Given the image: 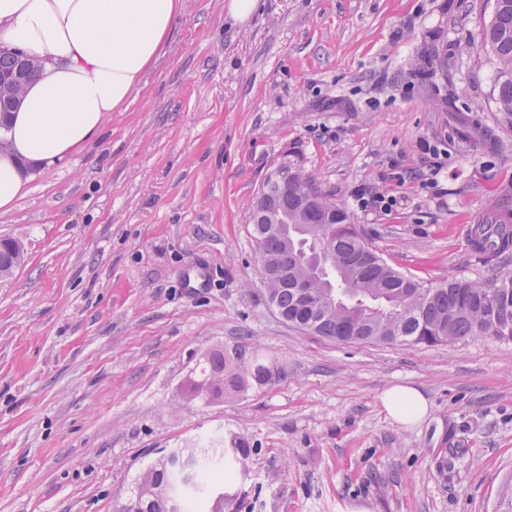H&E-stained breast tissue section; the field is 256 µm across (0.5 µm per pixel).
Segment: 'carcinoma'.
Listing matches in <instances>:
<instances>
[{"mask_svg":"<svg viewBox=\"0 0 512 512\" xmlns=\"http://www.w3.org/2000/svg\"><path fill=\"white\" fill-rule=\"evenodd\" d=\"M481 42L498 65L497 102L512 112V0H495ZM284 185L265 179L248 210L254 237H267L259 264L269 272L264 284L269 304L290 324L337 342L452 343L468 336L512 339V277L492 281H451L427 286L389 267L364 241L345 208L322 192L300 165ZM475 249L499 254L512 247L506 224H476ZM18 243L0 249V277L21 265ZM294 276L313 282L314 299L300 307L293 291L281 285ZM273 372L261 358L241 352L209 353L186 394L204 402L233 399L253 383L263 385ZM250 449L188 448L158 459L138 477L135 512H189L188 498L199 493L213 501L208 512H224V491L211 481L215 457L243 460Z\"/></svg>","mask_w":512,"mask_h":512,"instance_id":"obj_1","label":"carcinoma"}]
</instances>
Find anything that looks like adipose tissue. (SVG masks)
<instances>
[{
  "instance_id": "adipose-tissue-1",
  "label": "adipose tissue",
  "mask_w": 512,
  "mask_h": 512,
  "mask_svg": "<svg viewBox=\"0 0 512 512\" xmlns=\"http://www.w3.org/2000/svg\"><path fill=\"white\" fill-rule=\"evenodd\" d=\"M186 0H0V46L44 58L0 136V215L26 191V167L49 166L99 137L113 112L143 89ZM403 425L429 412L420 389L394 385L380 396Z\"/></svg>"
}]
</instances>
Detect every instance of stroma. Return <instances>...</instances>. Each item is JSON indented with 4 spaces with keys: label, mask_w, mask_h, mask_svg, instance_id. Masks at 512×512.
Listing matches in <instances>:
<instances>
[{
    "label": "stroma",
    "mask_w": 512,
    "mask_h": 512,
    "mask_svg": "<svg viewBox=\"0 0 512 512\" xmlns=\"http://www.w3.org/2000/svg\"><path fill=\"white\" fill-rule=\"evenodd\" d=\"M188 0L141 93L38 168L0 237V512H121L167 449L250 454L227 512H500L512 489V340L337 343L268 304L247 208L285 157L397 272L512 276L473 224L512 225V114L479 47L494 0ZM391 195L362 210L354 192ZM215 350L274 375L191 401ZM420 388L426 417L381 410ZM381 407L388 416L403 425L414 424L429 412V403L420 389L394 385L380 395Z\"/></svg>",
    "instance_id": "obj_1"
}]
</instances>
